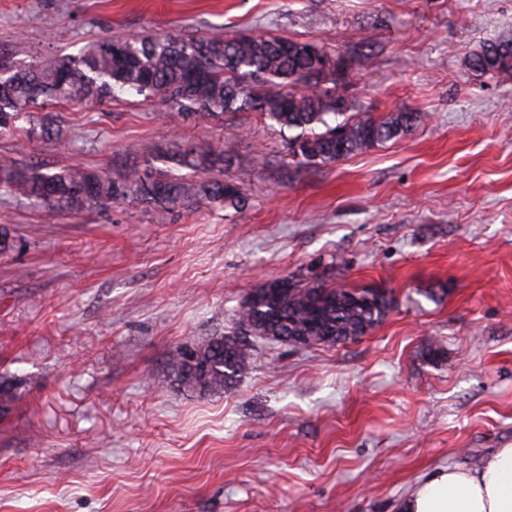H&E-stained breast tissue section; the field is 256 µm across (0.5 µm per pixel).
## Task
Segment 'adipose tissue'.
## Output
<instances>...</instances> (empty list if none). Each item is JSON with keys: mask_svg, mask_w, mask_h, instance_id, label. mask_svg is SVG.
Here are the masks:
<instances>
[{"mask_svg": "<svg viewBox=\"0 0 512 512\" xmlns=\"http://www.w3.org/2000/svg\"><path fill=\"white\" fill-rule=\"evenodd\" d=\"M404 512H512V447L498 449L477 470L439 469L419 483Z\"/></svg>", "mask_w": 512, "mask_h": 512, "instance_id": "obj_1", "label": "adipose tissue"}]
</instances>
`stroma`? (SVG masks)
<instances>
[{
    "mask_svg": "<svg viewBox=\"0 0 512 512\" xmlns=\"http://www.w3.org/2000/svg\"><path fill=\"white\" fill-rule=\"evenodd\" d=\"M231 36L373 40L348 72L363 111L412 134L298 166L256 113L183 119L122 94L51 110L62 140L0 136V163L120 172L173 138L239 158V209L136 203L50 213L0 190V512H399L438 469L512 446V77L466 60L512 34V0H0L18 60L93 41ZM290 277L385 288L370 333L295 348L251 338L230 390L163 385L178 347L237 328Z\"/></svg>",
    "mask_w": 512,
    "mask_h": 512,
    "instance_id": "1",
    "label": "stroma"
}]
</instances>
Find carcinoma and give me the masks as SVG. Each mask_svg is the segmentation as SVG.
<instances>
[{
	"mask_svg": "<svg viewBox=\"0 0 512 512\" xmlns=\"http://www.w3.org/2000/svg\"><path fill=\"white\" fill-rule=\"evenodd\" d=\"M480 74L512 76V38H490L468 58ZM346 58L314 42L250 34L180 37L159 33L143 39H110L78 56L46 55L29 64L15 61L0 45V133L25 140L17 122L25 112L59 102L112 99L115 90L173 99L188 118L257 112L288 138L289 156L300 166L328 164L376 144L411 133L422 116L397 111L385 116L353 109L347 94ZM326 82L333 84L328 90ZM342 121L329 123L336 117ZM323 126L324 131L315 132ZM147 168L128 166L112 175L82 164L55 171L40 165L0 164V188L15 197L63 213L134 201L161 209H193L201 203L235 208L243 192L224 180L235 146L201 150L191 144L155 143L145 149ZM189 169L192 175L178 173ZM379 288H328L292 278L266 283L238 310L239 336H214L196 346L189 364L178 348L167 359L170 376L187 390L222 392L238 382L251 363L243 337L258 336L292 346L344 344L367 334L393 306ZM17 400L14 380L0 377V417Z\"/></svg>",
	"mask_w": 512,
	"mask_h": 512,
	"instance_id": "carcinoma-1",
	"label": "carcinoma"
}]
</instances>
